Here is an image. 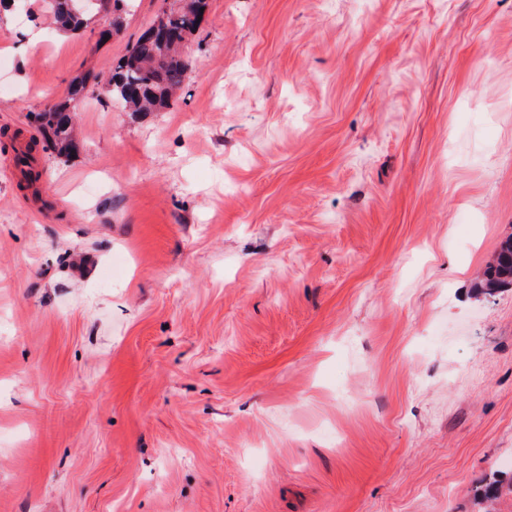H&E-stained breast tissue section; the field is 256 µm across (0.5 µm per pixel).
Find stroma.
Returning a JSON list of instances; mask_svg holds the SVG:
<instances>
[{"instance_id":"1","label":"stroma","mask_w":512,"mask_h":512,"mask_svg":"<svg viewBox=\"0 0 512 512\" xmlns=\"http://www.w3.org/2000/svg\"><path fill=\"white\" fill-rule=\"evenodd\" d=\"M171 105L29 113L121 31L0 8V512H512V0H208ZM509 286H512V236L500 244L496 259L487 268L480 288H484L485 294L491 295L498 289Z\"/></svg>"}]
</instances>
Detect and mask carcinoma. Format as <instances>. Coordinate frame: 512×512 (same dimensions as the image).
<instances>
[{
  "mask_svg": "<svg viewBox=\"0 0 512 512\" xmlns=\"http://www.w3.org/2000/svg\"><path fill=\"white\" fill-rule=\"evenodd\" d=\"M54 14L61 27L76 31L93 19L85 15L75 19L68 10V0H52ZM207 0H188L183 7L164 11L163 32L154 26L144 30L127 53L110 69L106 82L88 72L75 78L63 99L30 115L31 123L43 135V150L62 161L70 158L79 144L75 115L82 106L102 95L125 112L147 114L169 105L172 95L181 88L188 70L181 43L189 40L201 26L200 18ZM512 286V236L501 244L495 261L487 268L481 287L491 295Z\"/></svg>",
  "mask_w": 512,
  "mask_h": 512,
  "instance_id": "cac0c4a2",
  "label": "carcinoma"
}]
</instances>
